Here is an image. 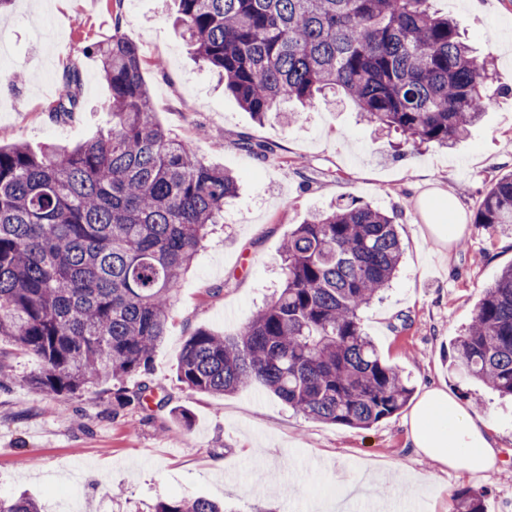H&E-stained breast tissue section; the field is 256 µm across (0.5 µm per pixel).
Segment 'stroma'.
<instances>
[{
  "label": "stroma",
  "mask_w": 512,
  "mask_h": 512,
  "mask_svg": "<svg viewBox=\"0 0 512 512\" xmlns=\"http://www.w3.org/2000/svg\"><path fill=\"white\" fill-rule=\"evenodd\" d=\"M431 0L454 18L477 56L491 58L493 108L453 148L390 147L354 105L289 103L290 124H258L201 66L174 25V0H14L0 15V141L39 147L77 144L108 126V88L91 45L113 32L114 16L146 60L143 76L157 119L195 143L205 162L238 179L224 212L180 281L173 319L152 372L103 389L36 394L29 376L40 361L0 341L10 377L0 382V496L27 494L43 512H151L161 499L205 497L232 512H314L363 471H381L379 495L394 512H449L457 489L485 490V512H512V400L462 379L451 345L473 306L512 265V234L474 223L479 203L512 172V0ZM82 75L81 103L65 121L49 105L67 66ZM269 144L255 158L241 139ZM439 189L455 196L463 244L435 243L419 202ZM357 199L396 214L404 255L380 300L362 313L367 335L415 392L448 391L491 427L500 469L454 471L418 455L408 413L359 429L295 413L258 385L224 396L188 390L176 380L190 334L200 327L231 334L270 299L282 278V244L314 212ZM144 391L118 403L116 388ZM189 410L184 427L175 410Z\"/></svg>",
  "instance_id": "35a3bbf8"
}]
</instances>
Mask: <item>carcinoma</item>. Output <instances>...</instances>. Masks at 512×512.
I'll use <instances>...</instances> for the list:
<instances>
[{
    "instance_id": "1",
    "label": "carcinoma",
    "mask_w": 512,
    "mask_h": 512,
    "mask_svg": "<svg viewBox=\"0 0 512 512\" xmlns=\"http://www.w3.org/2000/svg\"><path fill=\"white\" fill-rule=\"evenodd\" d=\"M202 65L263 124H284L290 101L343 95L367 123L414 144L447 147L495 100L488 64L430 0H175ZM113 33L92 51L110 95L107 135L73 147L0 145V338L40 357L37 393L75 394L147 376L167 335L182 273L236 177L199 158L156 120L139 47ZM68 69L50 112L80 103ZM474 223L512 227V174L484 195ZM401 259L394 217L357 200L297 227L283 247V281L236 334L194 331L176 375L224 395L259 383L318 421L368 428L400 411L413 387L385 363L360 312ZM468 378L512 397V265L476 304L452 346ZM484 493H452L451 512H484ZM0 512H40L0 497ZM154 512H224L202 497L162 500Z\"/></svg>"
}]
</instances>
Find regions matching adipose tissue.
Returning <instances> with one entry per match:
<instances>
[{
    "instance_id": "ef3b65f1",
    "label": "adipose tissue",
    "mask_w": 512,
    "mask_h": 512,
    "mask_svg": "<svg viewBox=\"0 0 512 512\" xmlns=\"http://www.w3.org/2000/svg\"><path fill=\"white\" fill-rule=\"evenodd\" d=\"M428 233L440 243L462 238L464 227L452 196L425 201ZM412 446L418 454L448 468L470 474L495 469L498 453L481 416L466 410L444 389L427 388L409 417Z\"/></svg>"
}]
</instances>
